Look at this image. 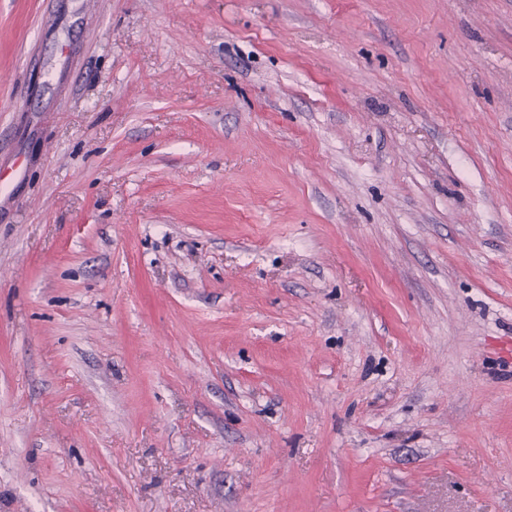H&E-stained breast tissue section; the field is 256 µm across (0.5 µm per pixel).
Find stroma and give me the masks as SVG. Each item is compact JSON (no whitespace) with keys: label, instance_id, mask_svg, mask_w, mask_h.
I'll use <instances>...</instances> for the list:
<instances>
[{"label":"stroma","instance_id":"1","mask_svg":"<svg viewBox=\"0 0 512 512\" xmlns=\"http://www.w3.org/2000/svg\"><path fill=\"white\" fill-rule=\"evenodd\" d=\"M0 512H512V0H0Z\"/></svg>","mask_w":512,"mask_h":512}]
</instances>
